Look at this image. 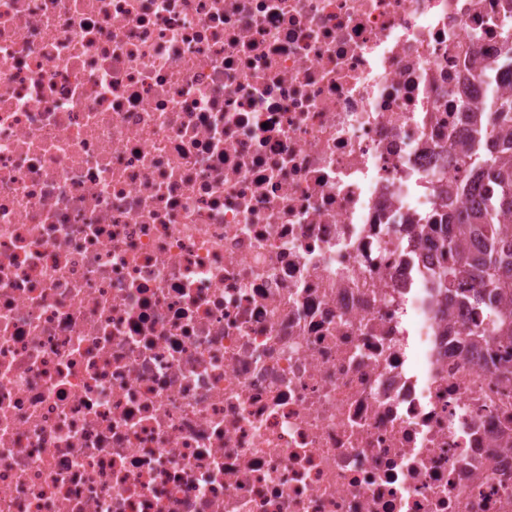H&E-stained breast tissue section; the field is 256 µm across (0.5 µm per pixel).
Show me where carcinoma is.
<instances>
[{
    "label": "carcinoma",
    "mask_w": 512,
    "mask_h": 512,
    "mask_svg": "<svg viewBox=\"0 0 512 512\" xmlns=\"http://www.w3.org/2000/svg\"><path fill=\"white\" fill-rule=\"evenodd\" d=\"M483 111L496 115L499 126L512 128V94L487 98ZM479 192L480 200L465 211L441 209L425 218L430 240L440 260L430 273L432 287L453 296L472 283L476 292L470 300L482 305L486 326L475 332L482 338L491 331L493 341L512 340V224L502 219L512 216V135L501 145L474 155L470 182L449 187L448 198L460 192ZM481 240L482 249L472 258L462 255L465 238Z\"/></svg>",
    "instance_id": "obj_1"
}]
</instances>
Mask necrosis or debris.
I'll use <instances>...</instances> for the list:
<instances>
[{"label": "necrosis or debris", "instance_id": "obj_1", "mask_svg": "<svg viewBox=\"0 0 512 512\" xmlns=\"http://www.w3.org/2000/svg\"><path fill=\"white\" fill-rule=\"evenodd\" d=\"M512 0H0V512H512V374L421 218Z\"/></svg>", "mask_w": 512, "mask_h": 512}]
</instances>
